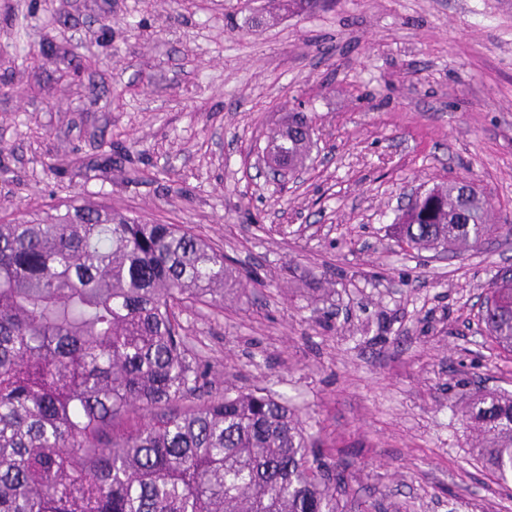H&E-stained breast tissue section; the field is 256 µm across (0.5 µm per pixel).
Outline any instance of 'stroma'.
Returning <instances> with one entry per match:
<instances>
[{
    "instance_id": "1",
    "label": "stroma",
    "mask_w": 512,
    "mask_h": 512,
    "mask_svg": "<svg viewBox=\"0 0 512 512\" xmlns=\"http://www.w3.org/2000/svg\"><path fill=\"white\" fill-rule=\"evenodd\" d=\"M265 6L0 0V222L75 201L206 238L264 285L182 309L205 394L287 400L384 512H512L461 418L512 392L479 318L512 239L443 262L395 224L406 186L448 181L512 218V0ZM299 112L319 152L265 183Z\"/></svg>"
}]
</instances>
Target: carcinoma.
I'll list each match as a JSON object with an SVG mask.
<instances>
[{
	"mask_svg": "<svg viewBox=\"0 0 512 512\" xmlns=\"http://www.w3.org/2000/svg\"><path fill=\"white\" fill-rule=\"evenodd\" d=\"M308 12L320 0H281ZM305 165L312 134L271 137ZM411 249L478 250L512 237L474 189L432 187L397 216ZM224 251L177 224L75 203L0 224V512H355L347 466L315 447L264 387L201 394L178 311L224 307ZM486 334L512 353V287L491 288ZM463 417L476 455L512 482V393Z\"/></svg>",
	"mask_w": 512,
	"mask_h": 512,
	"instance_id": "1",
	"label": "carcinoma"
}]
</instances>
